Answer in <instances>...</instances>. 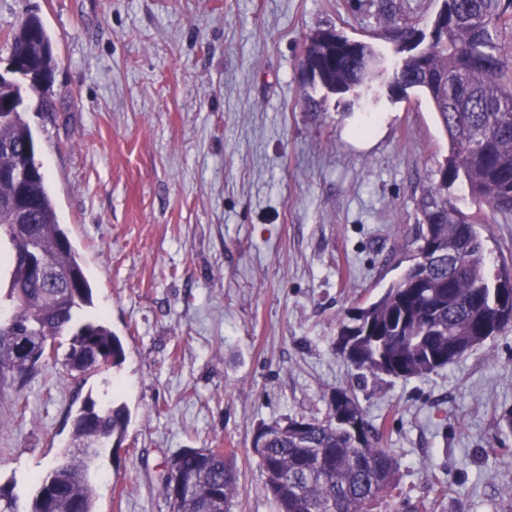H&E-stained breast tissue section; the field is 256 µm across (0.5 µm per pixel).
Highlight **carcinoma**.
Here are the masks:
<instances>
[{
	"mask_svg": "<svg viewBox=\"0 0 512 512\" xmlns=\"http://www.w3.org/2000/svg\"><path fill=\"white\" fill-rule=\"evenodd\" d=\"M454 17L448 30L401 63V95H423L448 138L441 181L420 202L422 224L411 264L373 302L348 310L337 332L352 340L351 365L360 376L422 377L444 368L486 339L512 327V269L488 273L492 258L477 224L448 198V183L464 181L471 196L494 212L512 213V0H443ZM14 77L0 78V246L5 277L0 310V380H23L44 366L47 353L67 336L63 366L85 378L125 360L121 339L103 318L79 322L93 305L83 258L59 223L46 176L28 152L35 136L25 119L24 87H50L56 65L51 37L35 14L8 33ZM334 30L305 42L311 83L334 94L356 92L384 74L383 57L370 42L354 43ZM26 192L29 223L15 224L9 201ZM42 257L56 270L51 282L33 281L25 257ZM338 411L325 418L290 419L260 428L253 440L265 487L277 512H372L399 490L398 460L377 446L375 430L350 387ZM129 421L123 405L86 401L75 413L70 442L39 479L30 512H96L95 463L100 449L121 441ZM234 452L185 448L168 465L185 481L170 500L172 512H231L238 485Z\"/></svg>",
	"mask_w": 512,
	"mask_h": 512,
	"instance_id": "obj_1",
	"label": "carcinoma"
}]
</instances>
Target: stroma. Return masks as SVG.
I'll return each instance as SVG.
<instances>
[{"mask_svg":"<svg viewBox=\"0 0 512 512\" xmlns=\"http://www.w3.org/2000/svg\"><path fill=\"white\" fill-rule=\"evenodd\" d=\"M442 0H0L6 34L39 16L54 45L28 121L60 223L86 264L120 367L83 380L50 363L0 387V512H28L86 399L123 404L120 447L98 460L97 512H171L167 460L234 450L233 512H277L257 430L324 417L353 386L400 462L384 512H512V328L448 367L355 384L336 320L409 264L419 202L448 139L428 102L380 78L310 84L307 37L333 29L401 61L400 32L431 40ZM482 214L512 265V219Z\"/></svg>","mask_w":512,"mask_h":512,"instance_id":"obj_1","label":"stroma"}]
</instances>
